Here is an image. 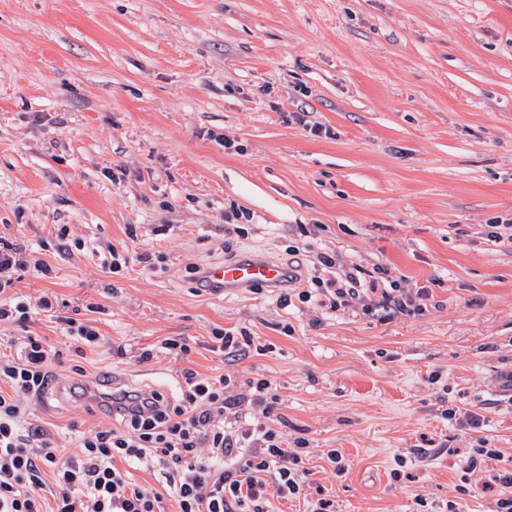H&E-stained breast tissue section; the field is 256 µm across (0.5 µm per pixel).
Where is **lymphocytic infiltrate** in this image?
Returning a JSON list of instances; mask_svg holds the SVG:
<instances>
[{"instance_id":"f902f5d3","label":"lymphocytic infiltrate","mask_w":512,"mask_h":512,"mask_svg":"<svg viewBox=\"0 0 512 512\" xmlns=\"http://www.w3.org/2000/svg\"><path fill=\"white\" fill-rule=\"evenodd\" d=\"M335 255L312 262L310 289L301 302L328 299L338 311L359 298L367 271L353 264L337 269ZM41 275L49 263L32 251L0 239V323L26 324L52 310L49 298L12 295L18 271ZM97 328L68 318L61 346L25 337L18 353L0 352V512H268L270 496L309 501L310 512H335L316 497L302 455L306 441L287 440V419L265 379L239 385L229 375H203L186 368L179 398L157 390L116 388L109 396L110 425L81 438L80 451L65 454L47 431L32 423L25 397L45 396L58 377L64 350L83 356L101 345ZM499 449H473L464 476L491 473L501 486L496 512H512V471L498 474ZM144 467L155 485L135 483ZM53 497H45L47 485Z\"/></svg>"}]
</instances>
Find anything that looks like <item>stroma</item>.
<instances>
[{"label":"stroma","mask_w":512,"mask_h":512,"mask_svg":"<svg viewBox=\"0 0 512 512\" xmlns=\"http://www.w3.org/2000/svg\"><path fill=\"white\" fill-rule=\"evenodd\" d=\"M236 209L253 217L241 236ZM496 222L512 224V0H0V238L44 246L51 274L25 270L15 292L54 304L0 338L96 327L83 366L105 392L177 396L181 360H135L167 338L201 374L271 380L336 512H493L496 488L456 487L468 449L512 459V235ZM144 250L164 263L144 268ZM319 252L427 289L426 310L194 290L193 266L263 256L295 264L302 291ZM217 327L265 353L224 360ZM29 405L70 453L109 421L60 386Z\"/></svg>","instance_id":"stroma-1"}]
</instances>
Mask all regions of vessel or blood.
Here are the masks:
<instances>
[{"instance_id":"b4317fda","label":"vessel or blood","mask_w":512,"mask_h":512,"mask_svg":"<svg viewBox=\"0 0 512 512\" xmlns=\"http://www.w3.org/2000/svg\"><path fill=\"white\" fill-rule=\"evenodd\" d=\"M210 287L226 293L250 288H276L288 282L291 272L280 262L252 256L210 263L204 270Z\"/></svg>"}]
</instances>
